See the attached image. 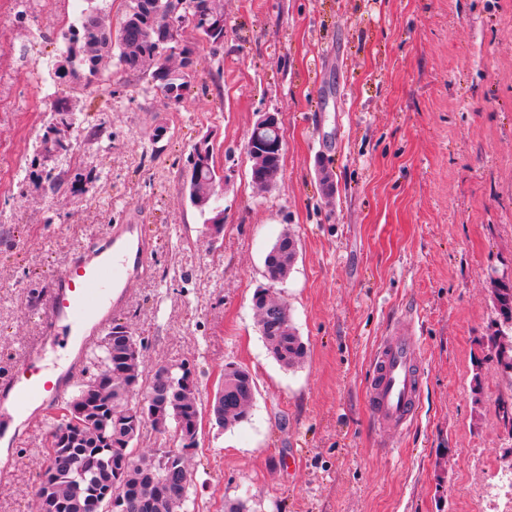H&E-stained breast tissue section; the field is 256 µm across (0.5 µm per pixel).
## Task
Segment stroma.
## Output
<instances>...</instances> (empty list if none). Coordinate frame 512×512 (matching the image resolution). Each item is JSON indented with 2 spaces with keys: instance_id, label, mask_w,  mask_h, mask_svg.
<instances>
[{
  "instance_id": "1",
  "label": "stroma",
  "mask_w": 512,
  "mask_h": 512,
  "mask_svg": "<svg viewBox=\"0 0 512 512\" xmlns=\"http://www.w3.org/2000/svg\"><path fill=\"white\" fill-rule=\"evenodd\" d=\"M224 42L186 31L196 73L179 106L145 74L50 78L62 35L91 8L60 0L12 23L32 74L0 86V150L24 160L0 196V374L40 334L38 296L109 222L145 225L149 270L119 315L145 369L190 364L202 404L234 363L255 380L248 422L204 418L190 454L188 512H496L512 472L499 406L512 377L477 343L493 290L512 275V0H223ZM72 109L67 151L45 159L50 104ZM40 111H28L29 103ZM279 117L281 172L252 185L247 137ZM210 135L223 175L215 233L188 197L187 158ZM63 182L49 192L45 172ZM290 232L298 256L272 283L264 259ZM284 301L307 356L292 369L258 331L257 289ZM426 349L415 421L380 431L369 363L405 313ZM53 413L27 414L5 461L0 512H36L33 476Z\"/></svg>"
}]
</instances>
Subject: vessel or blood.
Here are the masks:
<instances>
[{
	"mask_svg": "<svg viewBox=\"0 0 512 512\" xmlns=\"http://www.w3.org/2000/svg\"><path fill=\"white\" fill-rule=\"evenodd\" d=\"M149 241L138 224H116L101 239L89 240L55 273L42 299V334L14 371L0 378V437L31 407L55 409L85 371L81 357L69 361L64 373L43 380L47 345L68 347L79 337L88 351L102 328L127 302L130 281L149 266ZM404 324L382 338L371 361L370 407L380 429H407L417 415L422 390L421 356L412 349Z\"/></svg>",
	"mask_w": 512,
	"mask_h": 512,
	"instance_id": "vessel-or-blood-1",
	"label": "vessel or blood"
}]
</instances>
